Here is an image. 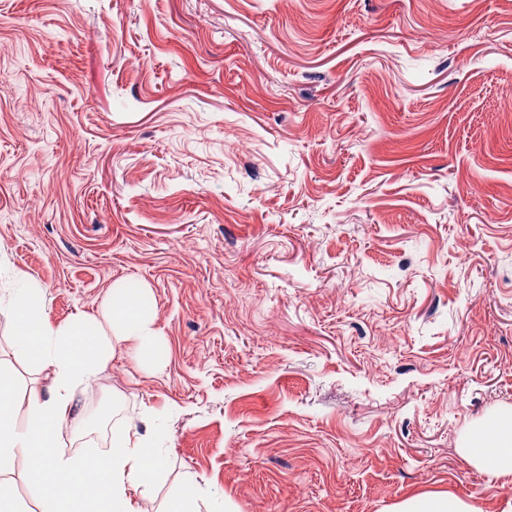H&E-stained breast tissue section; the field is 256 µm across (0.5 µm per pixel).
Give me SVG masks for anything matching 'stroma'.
<instances>
[{
  "label": "stroma",
  "instance_id": "stroma-1",
  "mask_svg": "<svg viewBox=\"0 0 512 512\" xmlns=\"http://www.w3.org/2000/svg\"><path fill=\"white\" fill-rule=\"evenodd\" d=\"M512 0H0V295L150 289L64 452L164 436L134 512H512L462 454L512 406ZM0 362L20 391L46 372ZM197 493L196 483L191 479L188 480L172 493L164 512H197L195 510ZM395 512H478L451 492H425L410 496L396 505Z\"/></svg>",
  "mask_w": 512,
  "mask_h": 512
}]
</instances>
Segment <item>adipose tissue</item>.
Segmentation results:
<instances>
[{"label":"adipose tissue","instance_id":"ef3b65f1","mask_svg":"<svg viewBox=\"0 0 512 512\" xmlns=\"http://www.w3.org/2000/svg\"><path fill=\"white\" fill-rule=\"evenodd\" d=\"M10 336L17 351L47 369L48 392L18 395L12 369L0 363V512H18L9 478L23 467L37 489L47 490L43 512H132L129 493L150 492L163 471V456L153 441L128 433L115 439L101 458L64 455L58 448L72 429L76 396L112 360L116 346L131 342L139 360L161 358L152 330L154 300L139 281L113 284L106 300V322L84 313L62 325L47 315L41 288L30 285L9 298ZM25 422H18V412ZM464 455L493 477L512 475V407L495 410L469 432ZM395 512H477L450 492H425L396 505Z\"/></svg>","mask_w":512,"mask_h":512}]
</instances>
